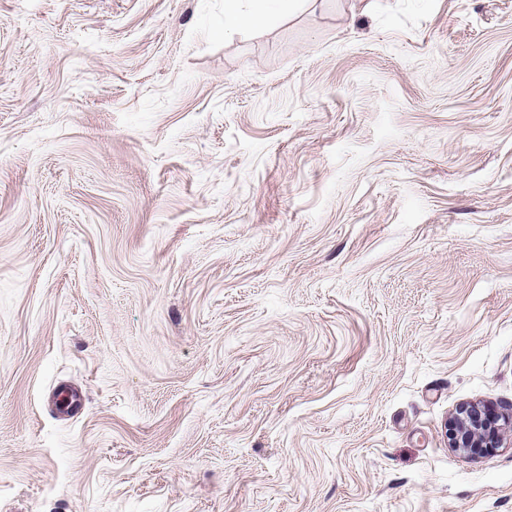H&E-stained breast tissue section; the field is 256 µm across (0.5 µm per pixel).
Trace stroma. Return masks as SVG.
Returning a JSON list of instances; mask_svg holds the SVG:
<instances>
[{
  "mask_svg": "<svg viewBox=\"0 0 512 512\" xmlns=\"http://www.w3.org/2000/svg\"><path fill=\"white\" fill-rule=\"evenodd\" d=\"M268 12L0 0V512H512V0ZM266 15L261 10L245 13L241 8V0L224 1V35H232L238 30L256 26ZM474 408L460 409L448 428V441L451 448L464 454L480 455L498 448L500 439L486 417Z\"/></svg>",
  "mask_w": 512,
  "mask_h": 512,
  "instance_id": "stroma-1",
  "label": "stroma"
}]
</instances>
